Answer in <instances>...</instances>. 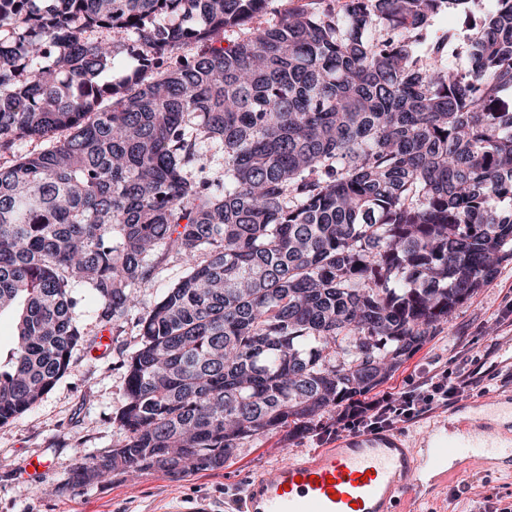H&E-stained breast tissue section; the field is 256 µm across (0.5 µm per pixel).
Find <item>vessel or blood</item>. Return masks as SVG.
<instances>
[{"mask_svg":"<svg viewBox=\"0 0 512 512\" xmlns=\"http://www.w3.org/2000/svg\"><path fill=\"white\" fill-rule=\"evenodd\" d=\"M432 445L413 456L400 438L373 432L322 448L253 476L242 512H400L415 501L430 473L447 480L448 463L466 448L483 465L512 464V446L468 421L436 424Z\"/></svg>","mask_w":512,"mask_h":512,"instance_id":"vessel-or-blood-1","label":"vessel or blood"}]
</instances>
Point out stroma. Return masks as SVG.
Wrapping results in <instances>:
<instances>
[{
	"label": "stroma",
	"instance_id": "1",
	"mask_svg": "<svg viewBox=\"0 0 512 512\" xmlns=\"http://www.w3.org/2000/svg\"><path fill=\"white\" fill-rule=\"evenodd\" d=\"M75 293L81 302L74 317L89 336H102L93 350H74L67 376L33 410L0 424V512H170L205 503L209 512H237L248 480L257 473L345 440L336 429L335 414L325 415L303 433L281 431L246 444L223 468L191 472L174 478L151 470L138 479L116 475L84 488L72 487L73 471L86 458L112 448L117 436L112 414L122 400L124 378L118 365L121 351L139 339L135 320L101 331L96 303L88 289ZM512 319V260L499 265L495 276L459 306L450 327L434 337L382 385V392L402 390L409 377L446 360L451 348L471 344L467 371L479 384L460 400L416 421L398 424L394 435L414 445L428 427L443 419L457 421L477 415L476 403L494 393L512 391V345L503 319ZM47 459L40 474L29 477V458ZM458 501H450L451 492ZM512 501V468L480 471L461 467L449 482L424 491L412 512H478L484 498Z\"/></svg>",
	"mask_w": 512,
	"mask_h": 512
}]
</instances>
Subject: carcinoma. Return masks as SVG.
Masks as SVG:
<instances>
[{
  "instance_id": "1",
  "label": "carcinoma",
  "mask_w": 512,
  "mask_h": 512,
  "mask_svg": "<svg viewBox=\"0 0 512 512\" xmlns=\"http://www.w3.org/2000/svg\"><path fill=\"white\" fill-rule=\"evenodd\" d=\"M0 0V424L133 316L119 441L72 484L220 469L369 395L512 259V0ZM241 29L230 44L215 35ZM188 42L200 54L166 65ZM137 66L112 79L118 62ZM174 254L185 269L140 292ZM313 5L309 0H273L269 6L267 13L261 17L254 19L252 25L265 26L268 23L278 20V18L285 13V11H292L296 9L310 8ZM183 261L177 257L170 255L162 261L159 268V274L149 288L143 289L141 292L142 304L145 306L152 305L159 297L163 288L182 271Z\"/></svg>"
}]
</instances>
